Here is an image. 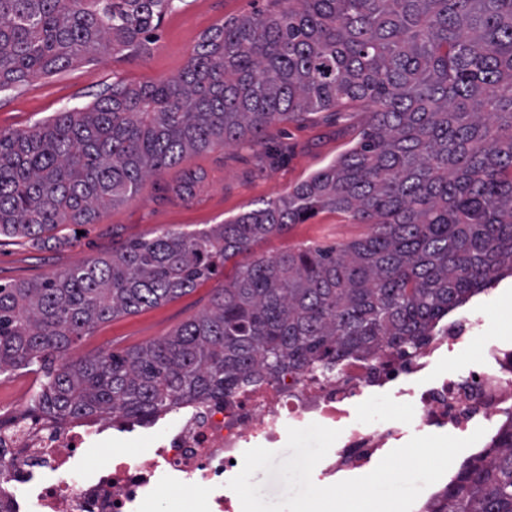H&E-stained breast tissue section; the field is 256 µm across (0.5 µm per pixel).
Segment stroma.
Listing matches in <instances>:
<instances>
[{
  "instance_id": "1",
  "label": "stroma",
  "mask_w": 512,
  "mask_h": 512,
  "mask_svg": "<svg viewBox=\"0 0 512 512\" xmlns=\"http://www.w3.org/2000/svg\"><path fill=\"white\" fill-rule=\"evenodd\" d=\"M267 6L268 0H174L147 53L134 58L106 55L93 64L77 65L0 93V129H26L56 113L90 104L117 81L140 85L175 76L205 31ZM365 120L366 114L359 108L324 112L303 124L272 123L261 147L216 146L193 154L178 167L146 178L134 198L107 209L96 223L81 228L67 225L60 240L42 246L1 243L0 283L38 280L111 254L132 241L153 237L158 231H197L260 207L286 195L295 184L348 149L353 130ZM188 171L204 172L206 178L194 197L185 201L171 188ZM367 231V225L326 212L270 236L254 248L253 254L270 257L298 247L339 246ZM223 284L219 275L199 282L178 299L100 323L91 335L76 342L70 356L78 360L123 353L162 340L209 308ZM507 295L512 297V277L495 283L466 305L468 314L484 319L483 329L467 348L439 359L432 376L465 372L480 362L485 341L512 344V313L502 306ZM146 444L137 433L116 431L111 443L87 448L83 463L87 469L104 470L111 467L113 457L137 454Z\"/></svg>"
}]
</instances>
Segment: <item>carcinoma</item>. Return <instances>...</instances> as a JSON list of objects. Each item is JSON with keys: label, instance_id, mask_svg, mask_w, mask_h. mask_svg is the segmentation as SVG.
Segmentation results:
<instances>
[{"label": "carcinoma", "instance_id": "obj_1", "mask_svg": "<svg viewBox=\"0 0 512 512\" xmlns=\"http://www.w3.org/2000/svg\"><path fill=\"white\" fill-rule=\"evenodd\" d=\"M174 0H0V91L147 49ZM206 31L173 78L0 131V237L42 244L141 182L274 122L366 104L356 143L288 195L200 231H165L38 281L0 283V375L38 366L35 411L153 418L258 376L334 370L512 276V0H270ZM203 175L174 187L194 196ZM321 212L370 232L235 264L167 338L76 362L100 323L174 300ZM430 512H512V415Z\"/></svg>", "mask_w": 512, "mask_h": 512}]
</instances>
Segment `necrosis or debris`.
Instances as JSON below:
<instances>
[{
  "label": "necrosis or debris",
  "mask_w": 512,
  "mask_h": 512,
  "mask_svg": "<svg viewBox=\"0 0 512 512\" xmlns=\"http://www.w3.org/2000/svg\"><path fill=\"white\" fill-rule=\"evenodd\" d=\"M475 320L441 321L416 348L388 346L320 375L291 371L224 397L186 405L168 428L146 422H40L14 408L0 421V468L8 470L21 499L16 512H142L162 484L192 495L195 512H242L227 486L241 470L242 449L280 447L288 428L312 423L340 430L334 452L316 466L314 482L335 484L338 474L365 469L385 449L412 436L493 428L512 410V348L487 342L481 362L467 373L432 379V361L472 339ZM377 391L406 406L408 417L392 425L352 417L362 396ZM142 429L153 444L135 458H116L94 473L80 453L109 429Z\"/></svg>",
  "instance_id": "necrosis-or-debris-1"
}]
</instances>
